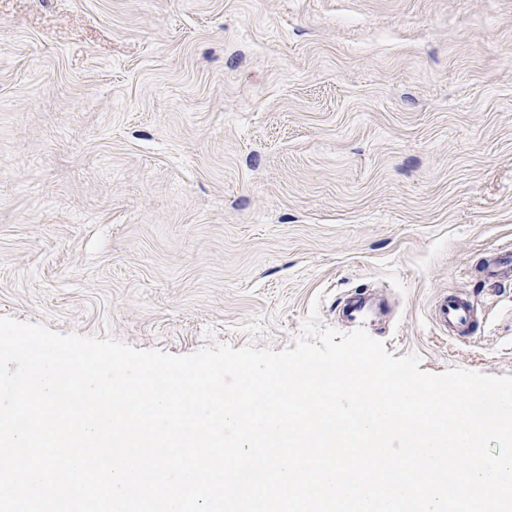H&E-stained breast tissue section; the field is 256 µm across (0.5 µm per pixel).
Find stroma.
I'll use <instances>...</instances> for the list:
<instances>
[{
  "label": "stroma",
  "mask_w": 512,
  "mask_h": 512,
  "mask_svg": "<svg viewBox=\"0 0 512 512\" xmlns=\"http://www.w3.org/2000/svg\"><path fill=\"white\" fill-rule=\"evenodd\" d=\"M509 242L512 0H0V316L280 351L364 291L394 357L512 375ZM483 276L489 282L512 278V250L502 249L496 259L487 264L483 270ZM434 316L436 323L445 331L463 334L473 323L474 305L462 294L451 293L437 301Z\"/></svg>",
  "instance_id": "1"
}]
</instances>
